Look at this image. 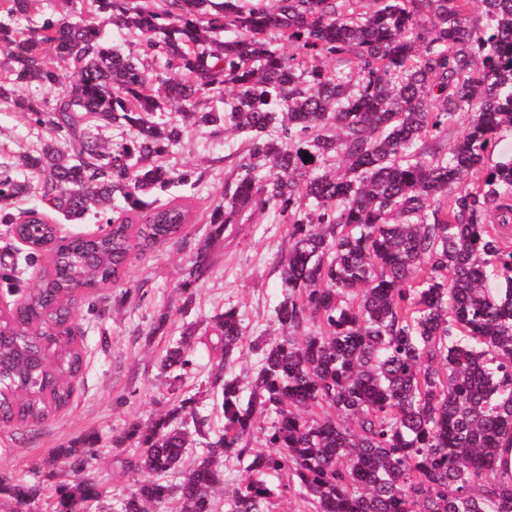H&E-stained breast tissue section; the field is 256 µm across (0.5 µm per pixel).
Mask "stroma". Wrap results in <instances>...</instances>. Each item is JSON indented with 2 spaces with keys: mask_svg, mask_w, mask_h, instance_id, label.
Masks as SVG:
<instances>
[{
  "mask_svg": "<svg viewBox=\"0 0 512 512\" xmlns=\"http://www.w3.org/2000/svg\"><path fill=\"white\" fill-rule=\"evenodd\" d=\"M44 134L25 115L0 106L1 157L18 161L33 152ZM243 151L231 129L216 133L193 126L163 157L164 165L193 171L190 182L174 184L170 193L193 204L196 223L187 225L177 240L133 254L124 279L78 300L73 320L87 363L72 401L41 424L0 427V473L30 481L46 458L64 448L90 445L95 450L91 468L116 503L134 492L144 475L124 466L135 454L133 442L118 445L113 436L135 423L151 425L184 399L209 416L214 430H222L221 401L208 384L214 361L206 345L195 343L193 367L181 381L170 382L160 361L188 323H207L234 307L246 336L230 374L246 384L260 365L255 341L277 334L273 308L282 288L274 258L285 243L284 227L271 215H255L243 225L238 240L217 241L209 272L195 283L185 281L187 260L214 232L206 216L220 200L224 181ZM45 265V259L30 260L10 226L0 224V307L23 300Z\"/></svg>",
  "mask_w": 512,
  "mask_h": 512,
  "instance_id": "35a3bbf8",
  "label": "stroma"
}]
</instances>
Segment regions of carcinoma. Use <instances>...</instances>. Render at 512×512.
Instances as JSON below:
<instances>
[{
	"label": "carcinoma",
	"instance_id": "carcinoma-1",
	"mask_svg": "<svg viewBox=\"0 0 512 512\" xmlns=\"http://www.w3.org/2000/svg\"><path fill=\"white\" fill-rule=\"evenodd\" d=\"M480 3L470 25L473 0H91L81 22L44 15L43 0H0V104L48 130L25 159L36 182L0 161V224L39 225L33 242H53L3 322L19 340L0 419L37 423L69 404L80 345L67 340L47 366L26 337L65 325L74 289L116 283L133 252L180 237L192 207L160 195L192 172L155 159L187 124L229 121L246 150L209 223L236 235L268 211L285 225L281 336L258 347L246 395L226 373L245 337L236 308L183 331L163 368L179 380L195 336L212 337L224 428L184 402L133 430L126 466L150 479L119 512L170 498L219 512L221 462L245 455L250 477L224 492L228 512H265L291 489L312 512H512V478L499 473L512 449V156L492 160L512 135V0ZM106 25L138 34L137 51L107 43ZM159 55L166 78L149 68ZM100 121L130 135L109 147ZM473 170L483 178L463 183ZM31 194L40 208L11 210ZM114 198L121 217L107 216ZM53 213L109 229L74 239ZM210 248L190 257L189 281L209 271ZM257 429L267 450L249 454ZM192 443L202 451L185 468ZM94 455L67 452L54 512H112ZM272 474L276 485L260 479ZM41 497L40 483L0 474L5 512Z\"/></svg>",
	"mask_w": 512,
	"mask_h": 512
}]
</instances>
